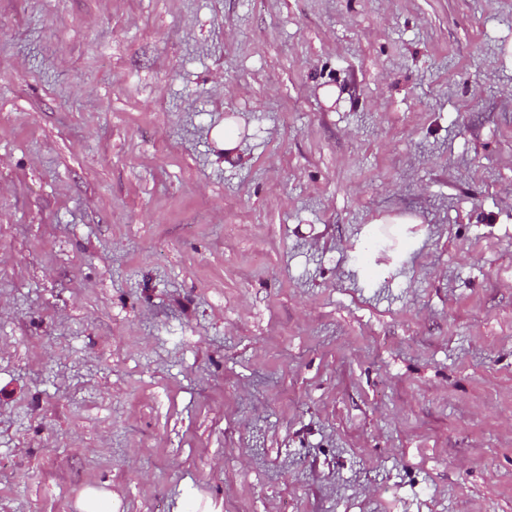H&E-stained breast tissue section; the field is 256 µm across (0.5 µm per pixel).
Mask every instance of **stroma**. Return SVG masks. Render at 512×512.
Returning a JSON list of instances; mask_svg holds the SVG:
<instances>
[{
	"mask_svg": "<svg viewBox=\"0 0 512 512\" xmlns=\"http://www.w3.org/2000/svg\"><path fill=\"white\" fill-rule=\"evenodd\" d=\"M89 487L512 512V0H0V512Z\"/></svg>",
	"mask_w": 512,
	"mask_h": 512,
	"instance_id": "35a3bbf8",
	"label": "stroma"
}]
</instances>
